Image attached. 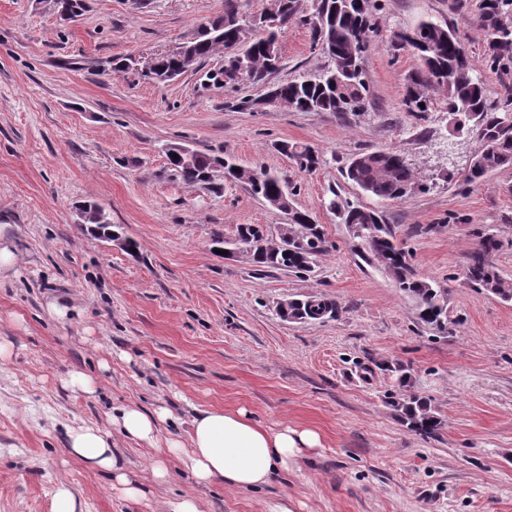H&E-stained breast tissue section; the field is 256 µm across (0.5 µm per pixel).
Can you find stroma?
<instances>
[{
  "label": "stroma",
  "instance_id": "1",
  "mask_svg": "<svg viewBox=\"0 0 512 512\" xmlns=\"http://www.w3.org/2000/svg\"><path fill=\"white\" fill-rule=\"evenodd\" d=\"M479 2L377 0L370 95L362 112L342 116L239 109L264 90L226 88L220 51L167 83L143 76L147 62L223 15L225 0H87L68 26L51 0H0V224L18 255L16 274L0 279V512H52L62 482L82 512H169L187 497L199 512H268L286 497L295 512H512V302L461 275L489 231L502 242L494 262L512 278V168L458 186L477 137L453 133L440 90L430 111L405 112V77L419 61L390 44L392 31L419 19L450 21L482 72ZM280 52L276 82L328 63L296 21ZM117 58L130 69L114 70ZM282 140L313 146L321 165L300 171L276 151ZM176 143L283 177L331 243L314 272L258 273L244 257L215 253L212 238L241 224L273 230L287 217L220 175L207 189L183 183L165 156ZM389 147L424 189L384 214L416 270L446 289L453 323L444 334L355 255L326 208L335 193L368 204L342 170L356 153ZM83 201L98 203L139 254L80 231ZM317 294L339 303L336 318L278 316L279 302ZM391 360L431 399L442 420L435 436L409 432L388 405L395 381L382 365ZM74 372L94 379L93 392L63 387ZM130 405L169 410L156 444L113 432V409ZM210 408L312 429L322 445L258 490L199 485L163 452L188 442L192 418ZM82 425L112 432L145 497L128 499L111 474L67 453L68 429Z\"/></svg>",
  "mask_w": 512,
  "mask_h": 512
}]
</instances>
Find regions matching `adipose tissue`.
Listing matches in <instances>:
<instances>
[{
  "mask_svg": "<svg viewBox=\"0 0 512 512\" xmlns=\"http://www.w3.org/2000/svg\"><path fill=\"white\" fill-rule=\"evenodd\" d=\"M168 417V410L162 407L148 413L127 406L114 422L121 433L151 443ZM320 445L319 434L311 429L285 426L274 430L258 424L242 409H206L192 420L189 444L169 442L167 452L197 482L219 481L237 489H258L276 473L298 469L308 452ZM68 447L88 467L112 473L125 496H141V488L123 473L119 451L108 433L94 427L70 430Z\"/></svg>",
  "mask_w": 512,
  "mask_h": 512,
  "instance_id": "obj_1",
  "label": "adipose tissue"
}]
</instances>
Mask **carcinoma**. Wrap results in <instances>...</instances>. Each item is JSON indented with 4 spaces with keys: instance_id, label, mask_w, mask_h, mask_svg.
I'll use <instances>...</instances> for the list:
<instances>
[{
    "instance_id": "1",
    "label": "carcinoma",
    "mask_w": 512,
    "mask_h": 512,
    "mask_svg": "<svg viewBox=\"0 0 512 512\" xmlns=\"http://www.w3.org/2000/svg\"><path fill=\"white\" fill-rule=\"evenodd\" d=\"M297 14V0H281L279 26L265 25V13L252 18V36H247L234 0H226L224 15L198 26L187 41L188 55L179 67L184 73L209 56V46L217 37L224 39V75L242 68L248 82L267 86L286 107L295 112L357 113L364 109L369 93L365 76L370 33L375 23L369 0H313V12L303 22L312 29L313 43L325 42L333 48L330 65L286 82L267 84V77L280 62L279 36L283 26ZM478 26L484 36L482 66L495 76L503 95H490L487 83L473 75L474 67L454 23L422 19L412 29L391 33L397 50L410 49L420 65L411 71L405 84L403 105L412 114L431 109L429 88L446 93L448 113L457 117L458 129L476 133L478 145L472 165L464 177L471 185L490 173L512 167V0H480ZM276 150L293 160L302 171L321 163L318 151L299 142L283 140ZM174 175L189 186L206 188L212 184L208 174L224 169V180L245 185L258 198L280 196L283 181L265 168L247 169L226 158L193 151L188 160L169 161ZM346 178L376 205L351 206L331 199L329 205L344 224H358L365 232L358 256L366 264L382 270L395 287L412 302L417 317L437 333L448 332V314L443 305L444 289L417 272L412 254L397 240L395 227L385 222L378 205L402 200L423 186L416 181L407 158L396 148H384L354 155ZM84 218L80 229L108 240L119 227L110 223L103 210L93 203L81 206ZM291 222L277 227L278 239L288 248L263 243L251 255V264L262 272L276 269L296 276L314 270L315 259L328 251L323 225L288 199ZM501 243L493 234H483L468 255L463 277L470 287L512 301V279L501 275L492 262ZM340 305L326 295H310L288 306V316L321 321L337 316ZM390 405L408 430L429 437L441 425L430 401L416 393L401 394Z\"/></svg>"
}]
</instances>
